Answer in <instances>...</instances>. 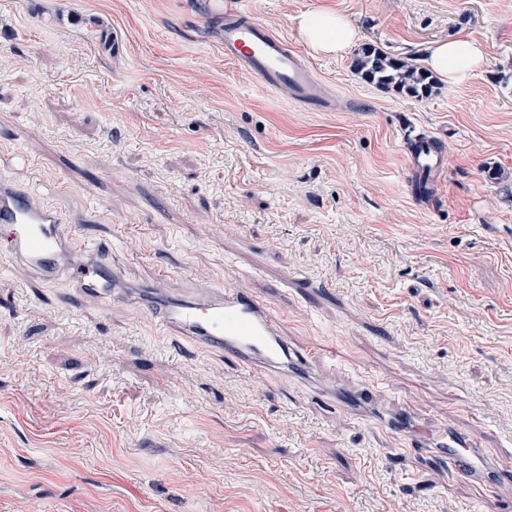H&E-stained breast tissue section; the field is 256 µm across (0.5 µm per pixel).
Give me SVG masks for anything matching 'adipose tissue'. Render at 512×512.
<instances>
[{"instance_id": "adipose-tissue-1", "label": "adipose tissue", "mask_w": 512, "mask_h": 512, "mask_svg": "<svg viewBox=\"0 0 512 512\" xmlns=\"http://www.w3.org/2000/svg\"><path fill=\"white\" fill-rule=\"evenodd\" d=\"M299 35L322 56H345L358 39L356 29L339 12L317 10L298 16ZM486 61L483 45L475 40L448 39L431 44L425 51V66L441 81L453 83L463 75L481 69Z\"/></svg>"}]
</instances>
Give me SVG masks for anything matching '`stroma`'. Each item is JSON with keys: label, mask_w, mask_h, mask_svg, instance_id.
Listing matches in <instances>:
<instances>
[{"label": "stroma", "mask_w": 512, "mask_h": 512, "mask_svg": "<svg viewBox=\"0 0 512 512\" xmlns=\"http://www.w3.org/2000/svg\"><path fill=\"white\" fill-rule=\"evenodd\" d=\"M331 109L267 91L219 47L224 0H0V178L105 235L127 282L166 270L269 299L289 345L335 348L434 430L512 462V0H248ZM358 41L313 55L296 18ZM116 34L120 52L100 34ZM485 66L415 98L365 47ZM448 150L412 197L409 135ZM512 512L407 436L282 371L254 378L120 300L0 267V512ZM297 26L302 41L317 55L343 57L358 40L356 29L340 12H305ZM423 61L441 81L453 83L463 75L481 69L486 53L484 46L476 40L448 39L431 44Z\"/></svg>", "instance_id": "1"}]
</instances>
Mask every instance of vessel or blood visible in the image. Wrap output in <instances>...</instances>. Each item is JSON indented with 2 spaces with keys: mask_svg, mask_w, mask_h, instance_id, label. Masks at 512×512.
I'll return each instance as SVG.
<instances>
[{
  "mask_svg": "<svg viewBox=\"0 0 512 512\" xmlns=\"http://www.w3.org/2000/svg\"><path fill=\"white\" fill-rule=\"evenodd\" d=\"M220 47L225 60L246 69L267 90L297 104L327 106L325 88L302 56L287 38L257 20L241 0L224 4ZM407 168L420 185L422 198H429L447 174L448 153L433 138L416 137ZM0 262L24 265L46 284L65 277L87 296L135 304L161 326L224 351L238 367L257 372L277 369L318 382L324 379L316 367L319 354L289 347L282 320L266 298L240 288H197L187 294L165 271L152 282L126 286L121 266L112 261L110 245H89L82 224L1 180ZM335 394L351 413L376 410L389 429L410 434L414 452L447 462L455 475L495 489L512 481V468L502 467L490 449L470 447L457 430L419 428L410 406L380 399L374 380L344 386Z\"/></svg>",
  "mask_w": 512,
  "mask_h": 512,
  "instance_id": "obj_1",
  "label": "vessel or blood"
}]
</instances>
